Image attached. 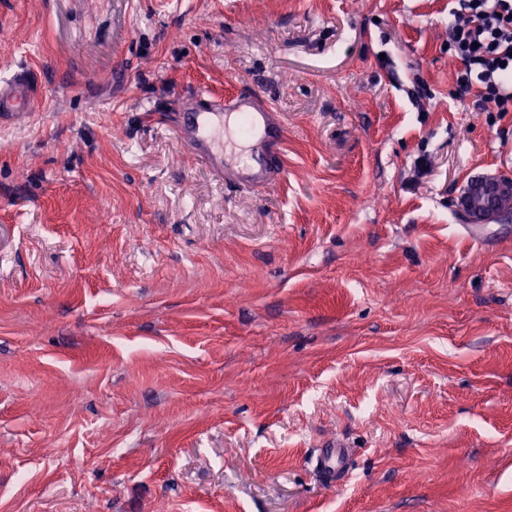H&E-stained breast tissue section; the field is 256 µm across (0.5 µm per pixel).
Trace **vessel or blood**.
<instances>
[{
    "mask_svg": "<svg viewBox=\"0 0 512 512\" xmlns=\"http://www.w3.org/2000/svg\"><path fill=\"white\" fill-rule=\"evenodd\" d=\"M38 100L31 79L17 75L0 84V127L25 125L35 117ZM285 124L280 112L256 90L217 98L204 96L181 113L176 132L192 156L225 184L258 188L282 173ZM352 451L341 441L320 448L318 462L328 482H343Z\"/></svg>",
    "mask_w": 512,
    "mask_h": 512,
    "instance_id": "vessel-or-blood-1",
    "label": "vessel or blood"
}]
</instances>
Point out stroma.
Instances as JSON below:
<instances>
[{"label":"stroma","instance_id":"35a3bbf8","mask_svg":"<svg viewBox=\"0 0 512 512\" xmlns=\"http://www.w3.org/2000/svg\"><path fill=\"white\" fill-rule=\"evenodd\" d=\"M449 0H0V512H512V112L458 99ZM284 117L280 178L176 138ZM353 450L344 485L321 445ZM37 92L31 79L19 74L0 84V127L25 125L36 116ZM202 93L203 103L181 112L176 132L192 156L213 171L225 185L258 188L278 179L285 124L280 112L260 92L242 90L231 97L217 98ZM240 116L233 132L224 115ZM246 141L244 150L227 149L226 140L235 136ZM460 215L478 230L482 224L512 221V179L486 175L470 179L460 198Z\"/></svg>","mask_w":512,"mask_h":512}]
</instances>
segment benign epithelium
<instances>
[{
    "instance_id": "1",
    "label": "benign epithelium",
    "mask_w": 512,
    "mask_h": 512,
    "mask_svg": "<svg viewBox=\"0 0 512 512\" xmlns=\"http://www.w3.org/2000/svg\"><path fill=\"white\" fill-rule=\"evenodd\" d=\"M460 215L470 224L512 221V179L486 175L470 179L460 198Z\"/></svg>"
}]
</instances>
